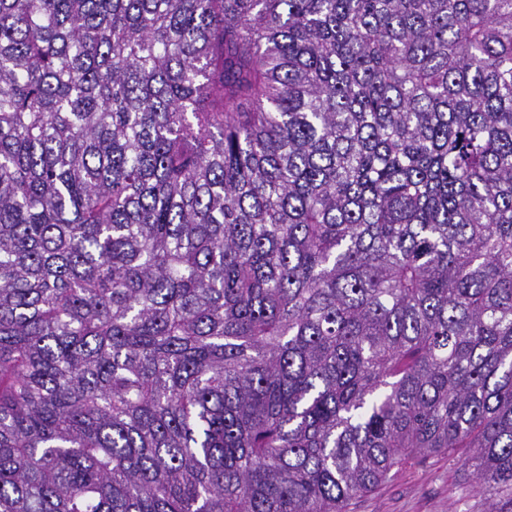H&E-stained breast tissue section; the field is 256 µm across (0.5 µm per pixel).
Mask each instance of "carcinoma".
Segmentation results:
<instances>
[{"instance_id":"cac0c4a2","label":"carcinoma","mask_w":512,"mask_h":512,"mask_svg":"<svg viewBox=\"0 0 512 512\" xmlns=\"http://www.w3.org/2000/svg\"><path fill=\"white\" fill-rule=\"evenodd\" d=\"M512 512V0H0V512ZM394 477L356 500L349 512H481L472 468L458 457L433 454L392 470Z\"/></svg>"}]
</instances>
